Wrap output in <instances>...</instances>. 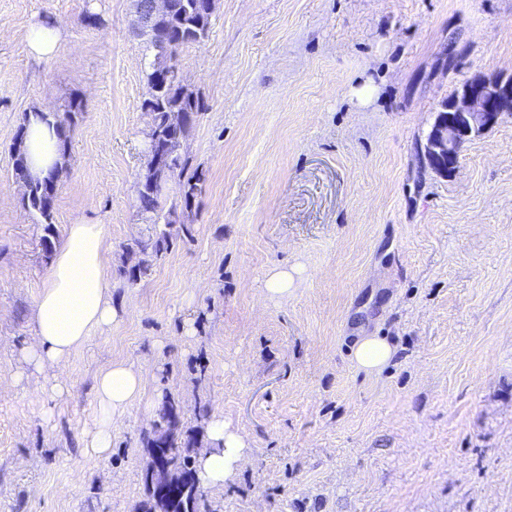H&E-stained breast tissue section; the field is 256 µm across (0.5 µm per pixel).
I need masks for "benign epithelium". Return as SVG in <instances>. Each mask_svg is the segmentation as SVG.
<instances>
[{
  "instance_id": "benign-epithelium-1",
  "label": "benign epithelium",
  "mask_w": 512,
  "mask_h": 512,
  "mask_svg": "<svg viewBox=\"0 0 512 512\" xmlns=\"http://www.w3.org/2000/svg\"><path fill=\"white\" fill-rule=\"evenodd\" d=\"M441 109L446 114L434 118L422 146V159L432 171L446 176L456 169L465 143L497 125L503 116L512 115V76L469 80ZM178 472L177 462L156 448L144 472L145 486L156 499L178 503V512H194V501L181 504L190 478Z\"/></svg>"
}]
</instances>
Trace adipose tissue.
Returning <instances> with one entry per match:
<instances>
[{
	"label": "adipose tissue",
	"instance_id": "ef3b65f1",
	"mask_svg": "<svg viewBox=\"0 0 512 512\" xmlns=\"http://www.w3.org/2000/svg\"><path fill=\"white\" fill-rule=\"evenodd\" d=\"M23 149L31 176L45 177L64 165L55 126L33 119L26 126ZM104 224H72L53 254L47 282L32 310L33 342L23 359L35 372L62 367L92 331L110 326L117 316L110 295ZM141 369L115 363L100 371L95 394L99 418L87 435L84 455L94 461L112 448V418L145 394ZM205 448L196 457V476L207 487L231 478L248 460L250 447L222 413L211 414Z\"/></svg>",
	"mask_w": 512,
	"mask_h": 512
}]
</instances>
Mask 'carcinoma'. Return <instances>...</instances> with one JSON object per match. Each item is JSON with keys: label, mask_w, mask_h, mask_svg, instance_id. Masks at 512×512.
Segmentation results:
<instances>
[{"label": "carcinoma", "mask_w": 512, "mask_h": 512, "mask_svg": "<svg viewBox=\"0 0 512 512\" xmlns=\"http://www.w3.org/2000/svg\"><path fill=\"white\" fill-rule=\"evenodd\" d=\"M205 0H173V12L163 25L171 39L176 42L175 51L191 44L200 43L209 35L212 15L208 14L203 3ZM146 82L150 83L149 96L144 102L150 104L151 128L159 131L163 142L169 144L167 156L163 161V172L169 180L176 182V199L171 207H166L169 195L148 185L137 187L139 209L155 216L152 236L135 242L137 252L141 254L131 267L122 271L130 281H135L149 270L148 258L161 257L168 251L172 240L170 224L166 223V215L171 208L181 207L182 213H191L197 198L205 187L204 175L197 170H190L189 156L183 149L184 142L198 120L200 106L194 92L185 88L175 76L172 66L167 60H154L151 70L145 73ZM83 114L82 102L73 100L64 111V124L58 127L62 147V155L70 156V132ZM29 116H24L20 123L14 142L12 155L14 166L19 179L27 183L23 196V204L36 213L46 235L41 241L45 259H50L54 250L51 240L53 228V206L56 197L58 180L57 174L52 173L43 178L29 176L23 141ZM182 409L178 402L168 399L159 413L160 420L154 423V429L145 434L142 443L146 448H161L164 455L177 458L182 468L191 473L195 472L194 461L189 449L198 446V432L186 429L181 419Z\"/></svg>", "instance_id": "cac0c4a2"}]
</instances>
